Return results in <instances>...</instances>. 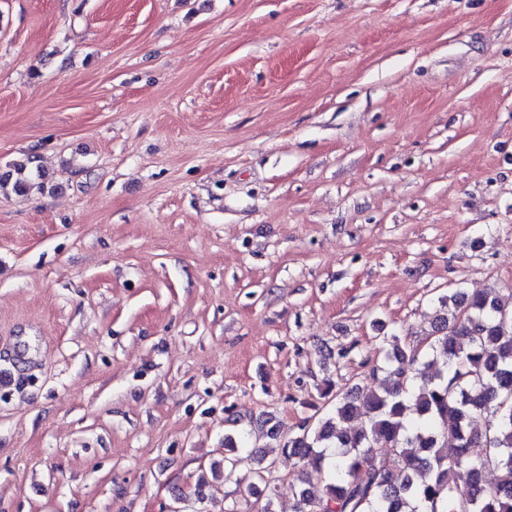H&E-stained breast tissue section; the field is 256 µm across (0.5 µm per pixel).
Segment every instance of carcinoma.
Instances as JSON below:
<instances>
[{"label":"carcinoma","instance_id":"obj_1","mask_svg":"<svg viewBox=\"0 0 512 512\" xmlns=\"http://www.w3.org/2000/svg\"><path fill=\"white\" fill-rule=\"evenodd\" d=\"M34 158L0 175V188L18 195L34 187ZM426 356L393 333L378 337L381 358L370 376L380 391L336 395L322 417L306 419L281 452L310 468L294 512H512V297L460 289L438 297ZM484 414L483 433L470 431ZM358 414L364 424L352 431ZM224 436V475L242 457ZM480 444L481 456L470 448ZM493 470V481L482 479Z\"/></svg>","mask_w":512,"mask_h":512}]
</instances>
